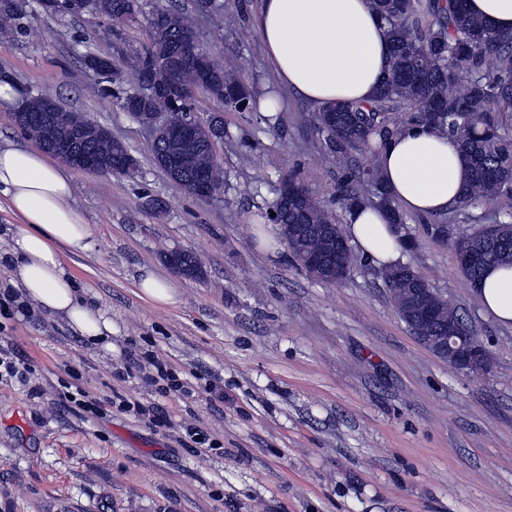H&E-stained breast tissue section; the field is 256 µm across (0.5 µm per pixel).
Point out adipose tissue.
Returning <instances> with one entry per match:
<instances>
[{
	"mask_svg": "<svg viewBox=\"0 0 512 512\" xmlns=\"http://www.w3.org/2000/svg\"><path fill=\"white\" fill-rule=\"evenodd\" d=\"M256 28L283 86L317 106L372 100L388 66L386 27L370 0H261ZM376 168L403 212L434 216L463 194L468 171L455 138L406 128L377 152ZM0 195L19 223L9 252L21 304L65 317L92 346L111 350L112 321L84 297L61 249H88L90 227L71 203L73 180L39 149L0 147ZM347 230L373 264L398 263L406 240L382 210L360 208ZM483 311L512 325V266L488 268L474 288Z\"/></svg>",
	"mask_w": 512,
	"mask_h": 512,
	"instance_id": "adipose-tissue-1",
	"label": "adipose tissue"
}]
</instances>
